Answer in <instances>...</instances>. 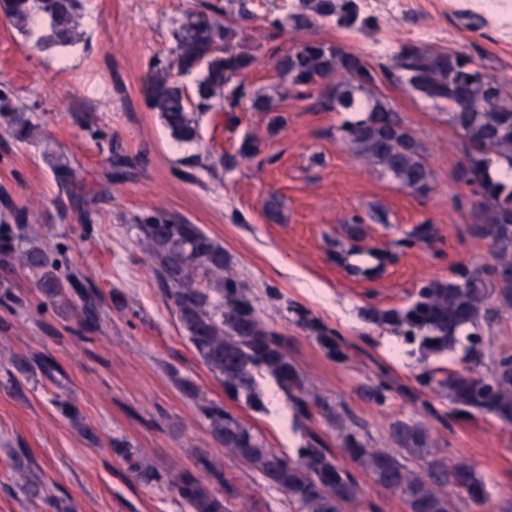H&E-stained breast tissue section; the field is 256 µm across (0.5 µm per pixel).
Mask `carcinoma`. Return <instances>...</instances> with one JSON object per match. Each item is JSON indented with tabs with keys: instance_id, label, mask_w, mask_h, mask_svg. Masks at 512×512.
I'll use <instances>...</instances> for the list:
<instances>
[{
	"instance_id": "obj_1",
	"label": "carcinoma",
	"mask_w": 512,
	"mask_h": 512,
	"mask_svg": "<svg viewBox=\"0 0 512 512\" xmlns=\"http://www.w3.org/2000/svg\"><path fill=\"white\" fill-rule=\"evenodd\" d=\"M80 0H0V17L29 36L38 17L44 20L36 44L66 49L78 41ZM253 16L250 0H224L185 8L174 20L166 63L155 62L142 93L148 108L160 114L171 137L181 143L198 140L196 114L220 110L274 112L283 93L299 98L316 96L328 112L346 113L339 126L342 140L371 166L389 176L399 188L424 194L432 172L420 140L406 128L379 94V84L396 81L448 114V125L463 140L464 160L459 177L478 197L474 233L490 247L493 262L482 266L460 263L446 279L420 286L403 307L363 311L365 318L401 339L408 355L417 357L419 388L395 385L384 373L371 380L368 396L383 405L401 395L431 420L491 415L512 426V354L499 355L486 372L462 365L442 378L429 360L462 351L463 359L481 355L483 327L512 313V87L488 77L472 58L430 49L417 42L402 44L372 66L347 46L303 39L274 54L277 83L273 92L253 90L241 77L258 62L260 45L237 21ZM361 32L374 24L360 0H297L283 17L264 19L265 39L274 41L286 30L303 32L319 21ZM196 74L187 89L180 78ZM0 126L18 142L34 139L40 127L23 105L0 92ZM47 162L62 184L77 181L76 169L64 155ZM136 159L112 158L116 177L129 174ZM73 207L91 215L95 197L70 195ZM13 223L0 222V267L20 269L34 277L46 302H83L88 318L98 317L94 286L84 282L64 262L51 257L32 228L25 211L10 209ZM148 247L155 273L189 343L206 368L224 385V396L254 412L267 411L265 385L274 383L292 411L300 441L288 454L266 446L232 410L206 402L198 406L216 443L280 489L299 512H346L360 494L358 473L401 496L407 512H456L445 488L453 486L477 506L487 496L486 483L474 465L460 458L451 464L430 458L429 428L421 421L396 420L388 429L389 448H370L360 429L346 424L336 404L310 390L288 357L287 344L275 327L266 324L256 307L251 286L227 272L224 246L191 224L164 210L134 216ZM428 224L418 225L400 240L413 246L431 236ZM349 273L369 278L383 265L381 252L357 251ZM295 322L315 339L326 356L349 360L345 338L313 316L290 307ZM429 387L448 399L451 411H441L421 399ZM323 425L327 431H321ZM336 433V454L327 432ZM347 458L353 468L343 465ZM423 463L427 476L411 470L409 460ZM175 485L189 512H226L224 499L190 471Z\"/></svg>"
}]
</instances>
